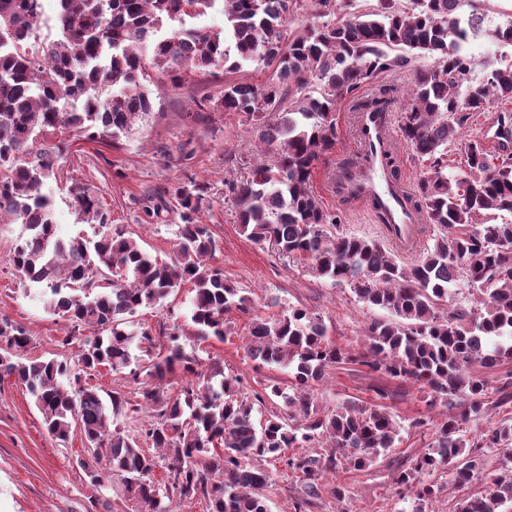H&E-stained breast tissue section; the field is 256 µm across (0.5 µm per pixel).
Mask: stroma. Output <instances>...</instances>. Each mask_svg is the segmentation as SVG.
Here are the masks:
<instances>
[{
	"label": "stroma",
	"instance_id": "1",
	"mask_svg": "<svg viewBox=\"0 0 512 512\" xmlns=\"http://www.w3.org/2000/svg\"><path fill=\"white\" fill-rule=\"evenodd\" d=\"M511 16L512 0H493L484 16L485 34L465 44V52L477 60L475 79H484L491 69L512 58V47L498 44L489 35ZM223 88V78L198 74L176 88L154 82L148 87L154 101L148 118L116 144L101 139L73 141L62 157L64 171L97 197L113 223L134 230L144 249L165 260L174 255L178 210L170 208L159 220L149 217L145 208L175 184L189 180L200 183L206 201L199 219L218 242L214 261L223 266L225 278L250 299L252 314H283L302 305L324 319L338 344L359 346L364 326L379 318V310L359 302L349 287L318 278L300 261L282 256L269 244L251 241L241 229L236 209L225 199V181L243 179L251 166L269 160L273 151L258 145L241 114L198 113V101L219 95ZM354 133L351 103L341 101L336 111V152L318 164L316 178L355 158ZM182 147L193 152L188 164L169 162V155ZM44 190L52 199L55 214L63 218L62 236L93 237V226L79 223L73 213L66 183L52 180ZM323 205L340 214V231L380 239L379 224L372 213L328 199ZM23 232L20 224L0 229V313L25 326L32 338L21 360L73 361L75 346L62 343L69 322L49 311L40 296V286L23 284L11 265L13 242ZM191 299L190 286H182L169 296L165 307L142 309L135 322L155 326L174 319L188 325ZM250 316L231 311L228 318L236 333L227 339L201 343L189 335L183 340L188 348L200 345L202 363L213 359L223 362L225 374L239 376L246 394L276 374L275 369L256 366L245 353ZM383 380L382 373H371L358 365L333 367L315 390L317 403L331 409L346 401H373L371 387ZM389 387L394 395L386 406L399 426L394 448L369 470L356 472L343 467L325 474L319 480V496L307 512H411L413 496L395 484L394 476L398 467L410 465L426 451L431 441L428 422L438 419L439 412L427 407L417 387L395 381ZM83 442L77 430L67 443L55 441L44 429L25 386L12 377L0 378V512H141L140 504L130 499L119 481L91 486L79 465L85 455ZM337 485L346 490L340 500L331 492Z\"/></svg>",
	"mask_w": 512,
	"mask_h": 512
}]
</instances>
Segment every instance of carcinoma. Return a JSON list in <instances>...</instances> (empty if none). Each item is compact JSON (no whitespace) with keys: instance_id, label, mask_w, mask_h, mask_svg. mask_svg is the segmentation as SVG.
<instances>
[{"instance_id":"1","label":"carcinoma","mask_w":512,"mask_h":512,"mask_svg":"<svg viewBox=\"0 0 512 512\" xmlns=\"http://www.w3.org/2000/svg\"><path fill=\"white\" fill-rule=\"evenodd\" d=\"M218 1L223 31L186 26ZM461 2L375 0L338 20L336 0H58L62 32L36 41L27 32L40 25L39 0H0V48L8 49L0 55V224L24 225L13 247L15 270L46 286L49 310L71 326L62 344H78L71 364L14 362L11 356L32 338L1 318L0 377L13 376L28 389L52 438L65 443L72 426H80L87 448L80 464L91 485L119 479L142 512H171L172 502L192 499L204 502L206 512H269L263 490L271 475L255 465L266 458L302 478L308 499L295 512H305L325 473L344 464L367 470L395 447L386 389H376L379 401L370 404L317 405L313 388L326 372L354 364L416 386L428 406L450 410L432 424L428 451L395 477L413 494V512L441 493L435 476L453 461L456 484L490 480L486 495L459 500L456 512H500L512 503V466L487 473L482 455L463 451L469 441L474 448L512 447V416L467 439L470 423L487 414L485 373L512 360V222H479L512 215V152L494 154L460 133L470 115L512 100V63L474 80L475 60L463 44L481 34L483 17L476 9L460 15ZM309 11L319 22L292 30L289 16ZM421 58L434 65L419 67ZM247 64L270 77L260 85L226 81L207 105L241 114L261 144L275 147L245 179L226 183L242 231L390 315L365 326L359 348L338 345L322 317L302 306L255 316L247 357L289 379H267L253 403L239 395L240 379L224 375L223 364L212 362L202 375L180 342L181 326L124 328L184 284L193 292L191 328L200 340L233 335L226 314L247 310L248 298L210 262L218 243L198 220L200 188L191 181L168 189L182 221L168 262L112 223L76 183L70 194L77 219L97 225L98 234L59 236L52 199L42 192L45 181L60 175L69 141L115 143L153 112L144 90L149 70L177 87L189 71L215 77ZM398 70L414 76L401 136L423 162L408 200L441 230L410 263L373 240L336 233L339 217L312 187L317 163L336 151L337 104L349 98L359 111H386V98L359 101L355 92ZM49 136L58 143L37 146ZM450 146L458 151L455 175L447 172ZM462 285L478 292L474 303L453 300ZM84 326L99 336H79ZM134 342L147 358L132 368ZM101 367L130 368L141 402L118 388L104 401L87 382ZM177 370L185 382L173 395L168 375ZM279 398L283 411L254 421V406ZM144 409L152 420L137 434L111 427L122 416L138 419ZM310 446L322 452L286 455Z\"/></svg>"}]
</instances>
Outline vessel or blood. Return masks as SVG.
<instances>
[{"label":"vessel or blood","instance_id":"obj_1","mask_svg":"<svg viewBox=\"0 0 512 512\" xmlns=\"http://www.w3.org/2000/svg\"><path fill=\"white\" fill-rule=\"evenodd\" d=\"M360 163L351 178H330L328 195L342 201L357 198L377 206L386 218L381 231L388 244L399 254L413 252L423 241L427 226L420 212L407 201L403 181L393 179L384 164L386 153L397 145L388 119L363 112L356 120Z\"/></svg>","mask_w":512,"mask_h":512}]
</instances>
